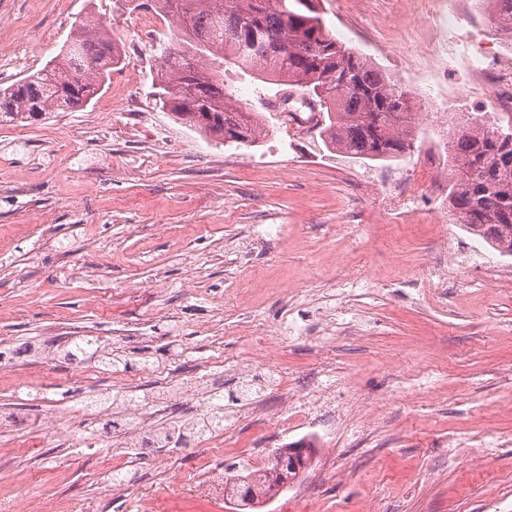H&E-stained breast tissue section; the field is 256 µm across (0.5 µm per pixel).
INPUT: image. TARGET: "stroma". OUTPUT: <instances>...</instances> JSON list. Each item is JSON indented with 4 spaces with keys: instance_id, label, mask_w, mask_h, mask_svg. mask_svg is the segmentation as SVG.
I'll return each instance as SVG.
<instances>
[{
    "instance_id": "stroma-1",
    "label": "stroma",
    "mask_w": 512,
    "mask_h": 512,
    "mask_svg": "<svg viewBox=\"0 0 512 512\" xmlns=\"http://www.w3.org/2000/svg\"><path fill=\"white\" fill-rule=\"evenodd\" d=\"M327 26L405 87L415 172L466 113L512 122L497 65L512 58L477 0H315ZM142 0H0V88L41 69L75 24L101 19L123 53L90 103L35 123H0V341L70 333L125 364L91 369L135 388L221 375L224 434L211 447L126 469L121 512H232L201 487L210 468L263 467L314 445L309 466L262 512H512V256L437 211L454 169L422 202L386 208L372 167L327 151L266 104L271 85L226 72L234 105L262 113L255 145L206 138L155 100L160 46ZM486 57L475 77L467 60ZM251 336L266 337L263 349ZM74 390L32 365L0 373V411L70 426ZM0 428V512H96L103 447L41 449ZM27 477L19 487V477Z\"/></svg>"
}]
</instances>
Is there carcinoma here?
Returning a JSON list of instances; mask_svg holds the SVG:
<instances>
[{"mask_svg":"<svg viewBox=\"0 0 512 512\" xmlns=\"http://www.w3.org/2000/svg\"><path fill=\"white\" fill-rule=\"evenodd\" d=\"M176 19L162 47L158 99L175 120L205 135L238 144L256 143L265 131L259 113L231 104L224 85L230 69L277 87L289 108H305L328 149L373 161L412 150L415 116L408 91L366 56L344 46L324 27L313 0H153ZM492 5L495 28L512 38V0ZM119 62L112 32L87 17L43 68L0 88V121L32 122L67 112L95 98ZM457 166L449 205L456 222L493 249L512 255V124L467 115L451 142ZM224 407H209L187 423L191 436L218 431ZM299 467L281 466L279 448L265 466L225 479L251 496L230 498L236 512H258L298 478Z\"/></svg>","mask_w":512,"mask_h":512,"instance_id":"1","label":"carcinoma"}]
</instances>
